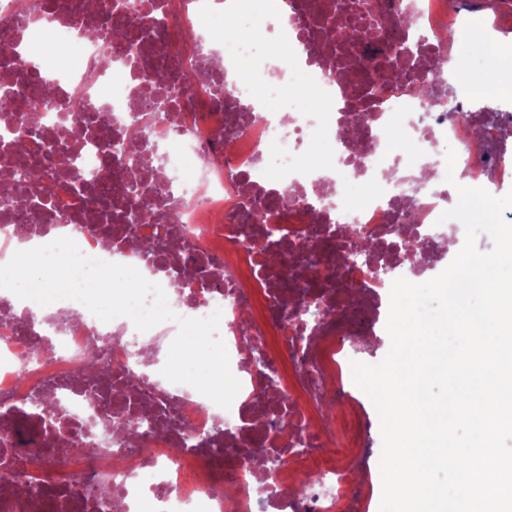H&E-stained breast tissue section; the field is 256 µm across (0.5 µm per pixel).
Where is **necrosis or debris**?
I'll return each instance as SVG.
<instances>
[{
  "label": "necrosis or debris",
  "mask_w": 512,
  "mask_h": 512,
  "mask_svg": "<svg viewBox=\"0 0 512 512\" xmlns=\"http://www.w3.org/2000/svg\"><path fill=\"white\" fill-rule=\"evenodd\" d=\"M25 1L34 17L22 22ZM220 11L261 23L272 43L211 40L200 21ZM118 17L134 49L87 35ZM475 23L502 28L479 0H280L276 14L269 0H0V35L32 63L0 113V173L38 159L47 168L45 190L7 183L21 202L0 206V261L65 233L85 256L166 289L177 315L141 332L72 299L38 316L0 288V429H13L0 432V467L54 447L27 471L50 512H369L372 478H353L355 461L337 465L329 448L361 445L337 423L366 420L350 360L376 337L391 290L375 273L419 282L438 266L430 244L457 186L495 195L512 183V160L496 151L512 113L471 118ZM395 69L422 74L424 94L394 82ZM447 78L455 91L439 92ZM35 98L37 114L25 107ZM137 116L151 126L122 166L112 146L128 143ZM142 168L135 251L107 233L124 223L126 178ZM347 228L367 230L369 258L339 263ZM405 240L420 243L414 261L400 258ZM305 299L323 313L301 326L289 314ZM216 312L241 382L227 410L161 373L178 318ZM249 347L290 364L277 392L266 393ZM93 353L102 371L91 380ZM264 447L282 459L270 471L254 461ZM308 474L316 482L303 484Z\"/></svg>",
  "instance_id": "obj_1"
}]
</instances>
